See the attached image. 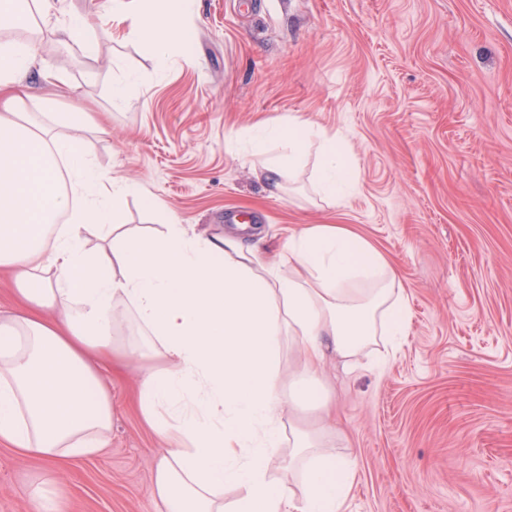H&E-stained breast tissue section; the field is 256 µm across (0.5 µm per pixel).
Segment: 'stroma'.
<instances>
[{"label": "stroma", "instance_id": "35a3bbf8", "mask_svg": "<svg viewBox=\"0 0 512 512\" xmlns=\"http://www.w3.org/2000/svg\"><path fill=\"white\" fill-rule=\"evenodd\" d=\"M183 23L191 66L109 17L91 22L97 60L43 47L61 107L111 115L96 163L268 260L317 224L372 243L408 327L383 366L325 365L356 471L346 512H512V0H190ZM291 116L343 136L359 171L345 204L315 196L314 158L282 190L253 172L254 130ZM148 365L163 362L119 347L100 363L112 429L97 455L52 467L0 445V512H33L48 471L65 512H158Z\"/></svg>", "mask_w": 512, "mask_h": 512}]
</instances>
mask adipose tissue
I'll return each instance as SVG.
<instances>
[{"mask_svg":"<svg viewBox=\"0 0 512 512\" xmlns=\"http://www.w3.org/2000/svg\"><path fill=\"white\" fill-rule=\"evenodd\" d=\"M28 15L0 0V27L36 30L0 44V267L19 302L0 317V442L59 464L98 452L112 425L93 351L122 347L145 370L144 414L163 441L150 496L163 512H341L355 473L341 460L336 429L318 420L283 439L286 412L324 403L328 355L354 361L383 336L407 329L405 294L385 257L357 234L328 224L289 241L278 262L221 234L203 236L135 182L103 171L92 135L108 134L92 113L53 111L31 75L41 66V32L94 59L89 16L125 23L149 52L192 60L186 0H36ZM272 176L287 180L308 154L323 201L345 202L358 180L342 139L293 116L258 127ZM141 195L161 221L155 233L122 228V203ZM68 223H58L60 215ZM98 243L88 247V235ZM301 362L282 386L286 345ZM280 480L269 475L279 448ZM241 495L225 507V487Z\"/></svg>","mask_w":512,"mask_h":512,"instance_id":"ef3b65f1","label":"adipose tissue"}]
</instances>
